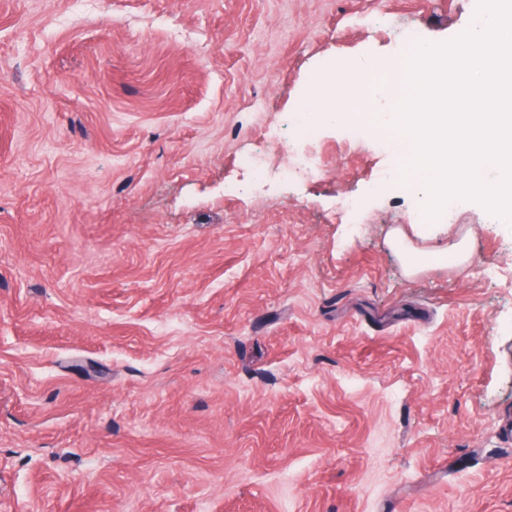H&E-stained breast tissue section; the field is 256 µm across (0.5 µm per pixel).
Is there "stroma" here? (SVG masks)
I'll return each mask as SVG.
<instances>
[{
    "instance_id": "1",
    "label": "stroma",
    "mask_w": 512,
    "mask_h": 512,
    "mask_svg": "<svg viewBox=\"0 0 512 512\" xmlns=\"http://www.w3.org/2000/svg\"><path fill=\"white\" fill-rule=\"evenodd\" d=\"M477 5L0 0V512H512V224L305 112Z\"/></svg>"
}]
</instances>
